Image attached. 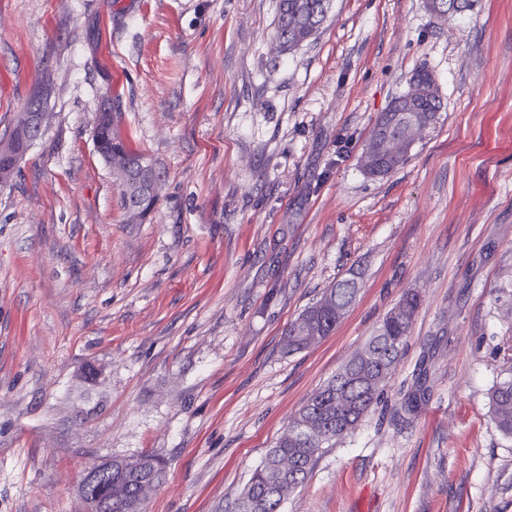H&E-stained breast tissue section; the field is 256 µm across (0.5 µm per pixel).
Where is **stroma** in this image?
I'll return each mask as SVG.
<instances>
[{"label": "stroma", "instance_id": "35a3bbf8", "mask_svg": "<svg viewBox=\"0 0 512 512\" xmlns=\"http://www.w3.org/2000/svg\"><path fill=\"white\" fill-rule=\"evenodd\" d=\"M279 0H0V139L48 119L0 184V512H83L89 468L156 455L145 512H230L302 405L410 290L374 409L283 512H512V0H334L280 52ZM425 69L443 108L400 167L359 158ZM161 175L139 224L93 143L95 109ZM354 303L283 351L334 283ZM427 390L415 416L401 408ZM427 2L428 9L437 17L454 18L455 16L463 14L465 11H469L474 0H428ZM438 7H443V17L439 16ZM489 403L499 430L512 437V373L495 383L489 394Z\"/></svg>", "mask_w": 512, "mask_h": 512}]
</instances>
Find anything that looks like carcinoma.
I'll return each instance as SVG.
<instances>
[{
	"instance_id": "obj_1",
	"label": "carcinoma",
	"mask_w": 512,
	"mask_h": 512,
	"mask_svg": "<svg viewBox=\"0 0 512 512\" xmlns=\"http://www.w3.org/2000/svg\"><path fill=\"white\" fill-rule=\"evenodd\" d=\"M474 0H428L433 14L453 18L470 10ZM333 0H279L278 40L280 47L291 51L308 41L320 28L332 9ZM402 94L380 113L371 137H403V110L407 106ZM421 109L423 127L434 124L441 109L436 94L419 95L414 99ZM93 137L100 151L112 150L127 157L129 181L120 187L119 207H131L147 216L158 200L157 175L152 163L112 134V130L95 125ZM404 161V156L380 153L370 147L360 157L362 170L370 176H383ZM358 288L352 279L338 281L326 289L319 300L308 306L289 324L284 346L287 352L309 346L308 336L321 339L331 335L337 323L356 298ZM416 292L406 293L379 323L363 352L348 360L341 369L299 410L298 415L268 450L261 464L253 471L232 512H281L285 497L280 490L303 485L311 472L316 454L343 439L365 417L391 379L420 307ZM489 403L499 430L512 437V375L495 383ZM312 422L317 432L308 434L304 425ZM165 472L162 462L152 455L112 462V512H135L144 508L139 503L142 484L160 482Z\"/></svg>"
}]
</instances>
